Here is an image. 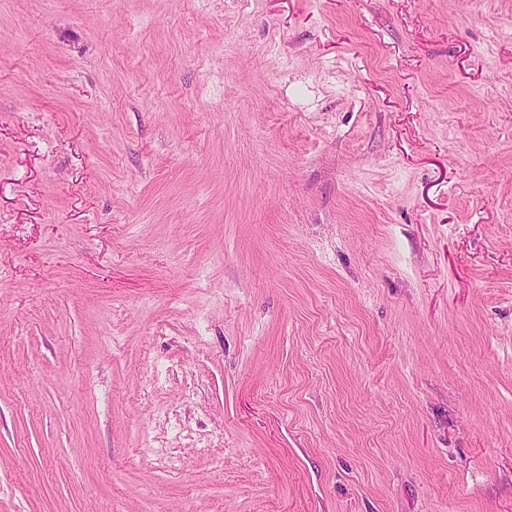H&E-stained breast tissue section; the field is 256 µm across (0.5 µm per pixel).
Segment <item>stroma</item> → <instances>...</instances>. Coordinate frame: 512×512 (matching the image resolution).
Masks as SVG:
<instances>
[{"instance_id":"obj_1","label":"stroma","mask_w":512,"mask_h":512,"mask_svg":"<svg viewBox=\"0 0 512 512\" xmlns=\"http://www.w3.org/2000/svg\"><path fill=\"white\" fill-rule=\"evenodd\" d=\"M512 512V0H0V512Z\"/></svg>"}]
</instances>
